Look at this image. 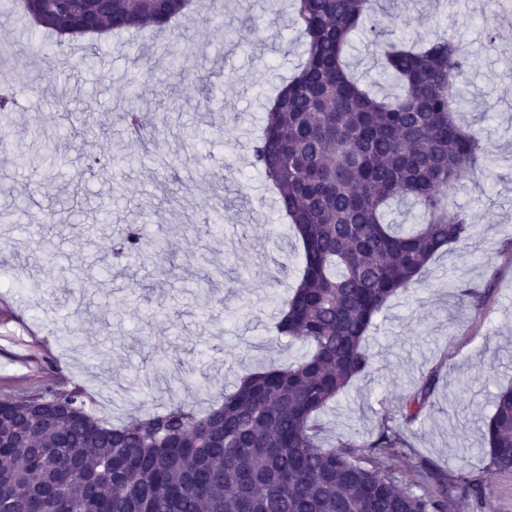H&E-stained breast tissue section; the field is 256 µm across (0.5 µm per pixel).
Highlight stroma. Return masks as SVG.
Returning a JSON list of instances; mask_svg holds the SVG:
<instances>
[{
  "label": "stroma",
  "instance_id": "stroma-1",
  "mask_svg": "<svg viewBox=\"0 0 512 512\" xmlns=\"http://www.w3.org/2000/svg\"><path fill=\"white\" fill-rule=\"evenodd\" d=\"M501 9L500 0H385L377 16L419 43L448 30L463 44L469 70L459 90L476 109L460 121L491 114L496 160L489 176H468L457 191L470 216L467 246L436 256L419 285L388 302L367 339L373 372L318 416L323 446L362 443L436 374L435 405L402 425L410 451L396 466L405 480L421 464L481 475L488 492L478 512H512V472L489 468L481 435L494 393L512 383V254L503 250L512 240V25ZM491 31L495 52L486 47ZM172 39L197 63L188 75L169 69ZM44 41L0 0V88L17 95L15 111L0 113L10 144L0 153V400L50 379L82 389L115 424L173 401L203 413L239 378L299 358L275 323L300 243L250 166L276 88L303 59L286 0H195L174 31L104 35L94 57L79 39L47 62L32 52ZM207 89L217 104L202 112ZM130 106L151 130L145 143L125 138ZM88 124L96 148L109 151L108 168L86 169ZM40 125L61 126L62 136L34 171ZM72 188L88 223L62 210L49 224L14 223L13 205L40 214ZM130 222L145 241L170 242L166 262L114 258L112 230ZM106 264L112 279L101 287L92 278ZM463 284L489 289L480 309L470 308Z\"/></svg>",
  "mask_w": 512,
  "mask_h": 512
}]
</instances>
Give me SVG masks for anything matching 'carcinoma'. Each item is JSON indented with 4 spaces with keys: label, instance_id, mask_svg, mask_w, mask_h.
<instances>
[{
    "label": "carcinoma",
    "instance_id": "obj_1",
    "mask_svg": "<svg viewBox=\"0 0 512 512\" xmlns=\"http://www.w3.org/2000/svg\"><path fill=\"white\" fill-rule=\"evenodd\" d=\"M20 0L21 16L56 37L167 29L190 0ZM304 61L282 84L254 141L250 164L272 184L278 208L302 247L277 332L306 348L287 367L247 374L204 415L181 403L114 426L86 408L82 391L47 380L21 396L58 405L31 423L0 401V512H448V498L479 503L485 484L419 466L402 481L407 455L397 427L383 424L362 444L323 448L315 416L350 382L371 373L366 340L376 316L408 292L443 249L469 239L455 205L464 175L494 161L490 130L463 126L458 91L468 56L451 37L417 48L385 40L377 0H292ZM381 47L379 80L364 84L347 62L350 38ZM180 73L196 67L170 50ZM141 114H124L140 141ZM416 212L399 224L395 206ZM115 256L143 253L136 224L117 227ZM436 374L399 402L405 420L433 407ZM489 466L512 471V385L499 389L485 423Z\"/></svg>",
    "mask_w": 512,
    "mask_h": 512
}]
</instances>
